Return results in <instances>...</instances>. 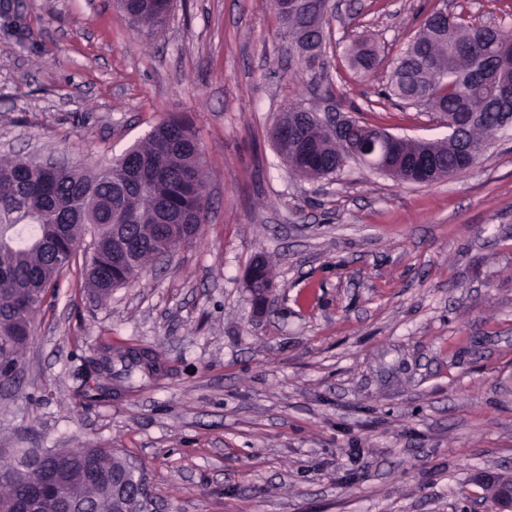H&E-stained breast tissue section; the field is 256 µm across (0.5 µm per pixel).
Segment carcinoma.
Returning <instances> with one entry per match:
<instances>
[{"label":"carcinoma","instance_id":"1","mask_svg":"<svg viewBox=\"0 0 512 512\" xmlns=\"http://www.w3.org/2000/svg\"><path fill=\"white\" fill-rule=\"evenodd\" d=\"M171 4L132 0V8L141 12L137 22L153 33L164 26ZM286 32L296 42L302 67L322 65L323 34L314 13L288 18ZM485 33L462 17L451 22L446 34L423 22L393 61L384 97L420 102L437 112H457L469 98L484 113V123L470 128L474 141H481L495 130L498 113H512V99L489 93L505 82L512 87V77L506 79L492 67L500 48L512 44V34L497 28L487 39ZM345 59L362 74L378 66L375 49L364 42L350 47ZM307 136L325 157L319 177L333 175L336 140L318 126L308 129ZM207 206L202 150L190 124L177 115L158 123L104 169L74 168L43 178L33 160L0 157V339L19 336L8 352L18 354L40 308L27 303L32 289H39L42 302L57 287L59 271L52 265L59 254L67 253L71 264L82 258L85 286L105 299L112 289L137 279L155 253L190 242L205 223ZM153 224H181L184 234L161 238ZM88 231L92 241L84 250ZM118 358L119 370L110 356L88 361L84 396L91 390L99 396L112 393L98 384L101 376L120 378L138 368L129 352ZM96 462L110 475L126 459L105 448Z\"/></svg>","mask_w":512,"mask_h":512}]
</instances>
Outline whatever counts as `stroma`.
Here are the masks:
<instances>
[{
	"instance_id": "1",
	"label": "stroma",
	"mask_w": 512,
	"mask_h": 512,
	"mask_svg": "<svg viewBox=\"0 0 512 512\" xmlns=\"http://www.w3.org/2000/svg\"><path fill=\"white\" fill-rule=\"evenodd\" d=\"M442 5L344 0L314 75L270 0H176L156 34L114 0H0V155L93 169L178 114L210 201L196 240L106 299L60 274L0 385V448L114 449L151 512H482L483 480L512 476V127L430 185L354 159L308 180L270 136L301 105L444 139L438 113L381 94ZM452 9L512 32V0ZM357 39L381 58L366 76L343 58ZM108 346L161 371L87 402Z\"/></svg>"
}]
</instances>
